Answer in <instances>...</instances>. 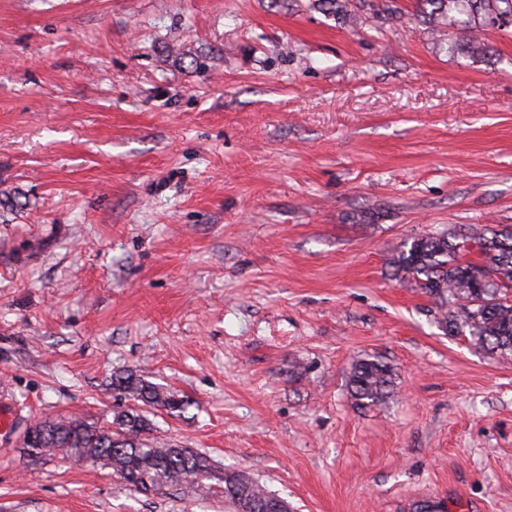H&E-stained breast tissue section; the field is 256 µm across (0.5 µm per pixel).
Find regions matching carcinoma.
Returning <instances> with one entry per match:
<instances>
[{
  "label": "carcinoma",
  "instance_id": "1",
  "mask_svg": "<svg viewBox=\"0 0 512 512\" xmlns=\"http://www.w3.org/2000/svg\"><path fill=\"white\" fill-rule=\"evenodd\" d=\"M309 8L344 18L355 28L365 25L370 15L401 13L394 0H309ZM415 8L421 21L443 38L452 29L476 22L464 37L450 43L473 58L494 52L486 29L512 26V0H416ZM390 265L434 300L437 322L445 330L470 337L489 354L512 353V224H470L414 237L395 251ZM112 390L121 400L139 406L114 412L107 427L82 416L39 422L24 440L25 447L41 457L100 462L138 493L150 487L198 494L215 480L223 485L224 500L232 509L239 494L259 501L271 496L252 478L238 488L227 483L206 453L153 436L151 414L179 416L186 411L188 402L178 394L133 370L113 375ZM394 390L393 369L382 358L372 356L354 364L348 391L357 406H380Z\"/></svg>",
  "mask_w": 512,
  "mask_h": 512
}]
</instances>
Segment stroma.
<instances>
[{
    "label": "stroma",
    "mask_w": 512,
    "mask_h": 512,
    "mask_svg": "<svg viewBox=\"0 0 512 512\" xmlns=\"http://www.w3.org/2000/svg\"><path fill=\"white\" fill-rule=\"evenodd\" d=\"M403 12L307 0H0V512H228L22 451L111 422L133 369L187 401L156 435L293 512H512V356L446 334L396 248L512 224V35L451 52ZM378 356L397 395L347 383ZM308 7L333 19L345 18L354 28L366 25L370 18L366 15H372L371 18L385 16V13L396 16L402 10L395 0H309ZM395 374L391 366L377 356L357 361L350 373L348 391L361 408L386 403L395 393Z\"/></svg>",
    "instance_id": "1"
}]
</instances>
